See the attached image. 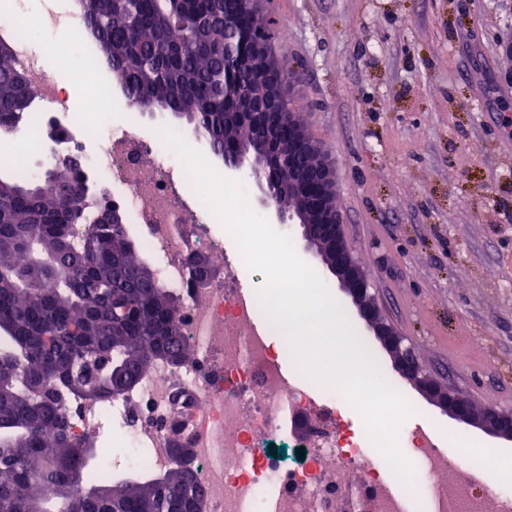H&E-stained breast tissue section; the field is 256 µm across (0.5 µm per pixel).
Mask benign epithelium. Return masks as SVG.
Returning a JSON list of instances; mask_svg holds the SVG:
<instances>
[{
	"instance_id": "1",
	"label": "benign epithelium",
	"mask_w": 512,
	"mask_h": 512,
	"mask_svg": "<svg viewBox=\"0 0 512 512\" xmlns=\"http://www.w3.org/2000/svg\"><path fill=\"white\" fill-rule=\"evenodd\" d=\"M239 31L224 26V60L229 65H246L252 74L250 92L239 99L240 111L224 113V124L258 122L256 111L269 96L263 92L272 74H288V60L276 57L275 71L257 58L238 54ZM255 141L264 147V159L254 157L237 142L225 145L224 169L236 174H249L256 183L260 202L267 210L274 209L278 224H298L308 248L351 298L360 316L386 346L398 372L415 387L432 395L454 419L480 429L498 439L512 443V418L492 408L479 407L470 399L437 388L430 375L417 359L412 346L386 325L372 302L371 282L357 264L353 249L343 236V218L335 208V174L318 154L319 147L307 136L298 113L288 111L286 121L260 126ZM288 195V207L276 202L278 196ZM189 269L202 286L208 284L212 268L208 256L194 253Z\"/></svg>"
}]
</instances>
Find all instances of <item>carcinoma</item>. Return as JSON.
<instances>
[{"instance_id":"cac0c4a2","label":"carcinoma","mask_w":512,"mask_h":512,"mask_svg":"<svg viewBox=\"0 0 512 512\" xmlns=\"http://www.w3.org/2000/svg\"><path fill=\"white\" fill-rule=\"evenodd\" d=\"M226 0H80L95 39L128 99L195 122L212 153L252 142L224 127L236 87L248 74L224 65ZM239 51L261 19L237 18ZM33 82L0 41V131L32 110ZM47 178L51 190L0 178V512H193L203 486L190 460L165 478L101 472L93 440L70 442L66 400L113 397L120 379L135 386L142 366L164 351L189 359L192 346L172 325L176 301L157 280L116 207L88 179L80 156H67ZM85 229L74 238L72 225ZM128 307L117 321L112 306ZM32 387L44 388L36 403Z\"/></svg>"}]
</instances>
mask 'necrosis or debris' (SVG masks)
I'll return each instance as SVG.
<instances>
[{
	"label": "necrosis or debris",
	"mask_w": 512,
	"mask_h": 512,
	"mask_svg": "<svg viewBox=\"0 0 512 512\" xmlns=\"http://www.w3.org/2000/svg\"><path fill=\"white\" fill-rule=\"evenodd\" d=\"M0 35L33 77L42 106L0 139L23 152L44 122L59 121L64 134L42 146L44 162L83 151L86 173L107 187L142 257L177 299V318L193 345L183 365L154 362L120 398L69 401L73 438L96 436L111 417L123 431L130 469L154 474L171 467V448L191 449L208 512H406L421 500L428 512H512L511 477L499 478L495 491H476L477 473L490 469L487 456L419 428L399 442L416 469L414 484L403 483L367 434L338 415L341 393L308 376L292 350L270 348L267 338L278 332L273 317L259 297L244 293L241 253L226 251L214 236L219 218L174 152L163 140L109 129L106 87L96 86L92 110L69 112L55 75L71 69L73 51L50 43L34 49L6 10ZM198 251L216 258L202 288L188 266ZM297 416L306 420L300 432L293 428ZM274 445L305 454L286 459L271 453Z\"/></svg>",
	"instance_id": "4bbe7bcc"
}]
</instances>
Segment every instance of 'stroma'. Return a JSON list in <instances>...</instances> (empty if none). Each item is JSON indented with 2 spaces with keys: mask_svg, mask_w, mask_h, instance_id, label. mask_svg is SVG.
Here are the masks:
<instances>
[{
  "mask_svg": "<svg viewBox=\"0 0 512 512\" xmlns=\"http://www.w3.org/2000/svg\"><path fill=\"white\" fill-rule=\"evenodd\" d=\"M279 21L289 93L336 169L343 233L384 319L413 343L435 382L512 415V0H264ZM113 127L141 137L194 124L128 109ZM340 304L411 424L479 443L491 480L512 474V446L454 418L392 367L335 277Z\"/></svg>",
  "mask_w": 512,
  "mask_h": 512,
  "instance_id": "1",
  "label": "stroma"
}]
</instances>
